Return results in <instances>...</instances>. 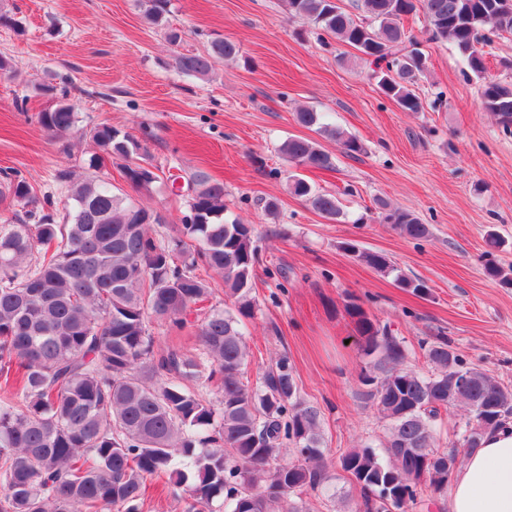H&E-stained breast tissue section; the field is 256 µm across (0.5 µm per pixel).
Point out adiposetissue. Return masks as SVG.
Returning a JSON list of instances; mask_svg holds the SVG:
<instances>
[{"mask_svg":"<svg viewBox=\"0 0 512 512\" xmlns=\"http://www.w3.org/2000/svg\"><path fill=\"white\" fill-rule=\"evenodd\" d=\"M450 512H512V426L467 457L449 490Z\"/></svg>","mask_w":512,"mask_h":512,"instance_id":"adipose-tissue-1","label":"adipose tissue"}]
</instances>
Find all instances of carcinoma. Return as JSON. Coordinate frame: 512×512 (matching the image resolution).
<instances>
[{
	"label": "carcinoma",
	"mask_w": 512,
	"mask_h": 512,
	"mask_svg": "<svg viewBox=\"0 0 512 512\" xmlns=\"http://www.w3.org/2000/svg\"><path fill=\"white\" fill-rule=\"evenodd\" d=\"M169 0H148L151 25H163ZM288 16L305 19L361 53L378 69V86L405 112L423 104L415 85L426 65L403 19L423 13L435 40L452 42L482 80L483 107L512 133V82L484 79L482 47L512 37V6L501 0H360L364 18L336 0H285ZM236 44L223 38L203 53L179 54L176 69L205 77L216 58L230 59ZM62 90L38 123L51 135L77 129L75 106ZM296 122L338 139L344 153L362 151L357 139L302 108ZM104 154L126 161L136 187L159 176L135 162L138 140L107 124L84 132ZM288 161L327 169L332 156L317 143L288 137ZM66 188V220L55 221L32 183L19 171L5 175L0 201L27 207L25 217L0 225V512H139L147 480L163 477L188 493L187 512H305L299 499L331 480L318 411L300 396L288 357L266 368L256 386L241 380L250 357L242 319L254 316L251 297L256 248L250 224L224 219V184L195 173L189 214L180 237L167 243L153 225L162 217L112 190L101 176ZM290 194L336 220V197L288 177ZM385 223L411 239L429 225L412 212L377 199ZM345 250L401 288L423 285L378 252L345 243ZM221 275L233 310L212 308L200 319V357L170 347L154 350L155 325L181 331L192 306L213 294L202 272ZM366 358L359 396L388 424L385 454L365 445L340 452V467L360 489L348 512H406L424 491L443 496L460 457L481 447L490 432L512 423V386L468 364L434 336L418 343L430 366L407 369L405 340L369 314L354 297L344 305ZM215 388V400L203 390ZM468 413L464 425L437 444L438 424L451 409Z\"/></svg>",
	"instance_id": "cac0c4a2"
}]
</instances>
